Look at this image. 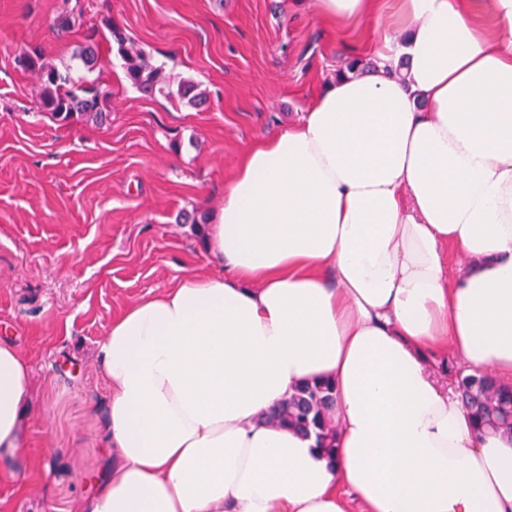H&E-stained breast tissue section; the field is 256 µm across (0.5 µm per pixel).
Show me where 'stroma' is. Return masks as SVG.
Segmentation results:
<instances>
[{"instance_id": "1", "label": "stroma", "mask_w": 512, "mask_h": 512, "mask_svg": "<svg viewBox=\"0 0 512 512\" xmlns=\"http://www.w3.org/2000/svg\"><path fill=\"white\" fill-rule=\"evenodd\" d=\"M82 29L58 33L64 0H0V339L31 366L27 438L0 483V512H79L112 465L108 385L96 351L134 302L219 269L184 213L213 214L243 149L297 123L346 59L374 61L393 26H327L314 0H77ZM117 25L197 109L143 96L125 77ZM97 26L106 121L40 112L14 58L59 71Z\"/></svg>"}]
</instances>
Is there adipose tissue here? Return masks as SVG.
Here are the masks:
<instances>
[{
    "label": "adipose tissue",
    "instance_id": "1",
    "mask_svg": "<svg viewBox=\"0 0 512 512\" xmlns=\"http://www.w3.org/2000/svg\"><path fill=\"white\" fill-rule=\"evenodd\" d=\"M314 4L341 26L380 0ZM397 24L376 72L242 153L206 230L222 275L113 321L116 459L81 512H512V434L479 432L435 366L512 386V0H399ZM324 380L329 456L262 420ZM31 393L0 341V458Z\"/></svg>",
    "mask_w": 512,
    "mask_h": 512
}]
</instances>
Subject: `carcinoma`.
Returning <instances> with one entry per match:
<instances>
[{
  "label": "carcinoma",
  "instance_id": "obj_1",
  "mask_svg": "<svg viewBox=\"0 0 512 512\" xmlns=\"http://www.w3.org/2000/svg\"><path fill=\"white\" fill-rule=\"evenodd\" d=\"M82 10L65 7L56 19L58 30L70 32L81 21ZM112 42L124 61L128 81L145 95L160 94L177 97L199 107L205 102L191 80L178 82L172 87L161 76L149 56L130 46L129 37L115 25L108 27ZM77 68L90 73L100 65V57L92 39L75 55ZM17 66L36 75L42 85L39 108L55 119L67 122L83 116H102L99 109L98 88L83 77L76 79L60 74L44 59L38 50L25 51L15 58ZM456 390L470 410L476 427L484 431L512 433V415L504 410L512 408V388L499 384L491 375L456 376ZM336 388L329 381L304 384L266 416V421L284 426L315 439L317 447L326 455L333 452L338 421L336 419Z\"/></svg>",
  "mask_w": 512,
  "mask_h": 512
}]
</instances>
